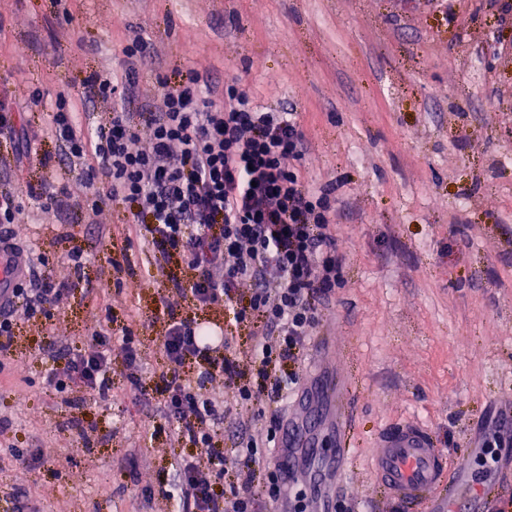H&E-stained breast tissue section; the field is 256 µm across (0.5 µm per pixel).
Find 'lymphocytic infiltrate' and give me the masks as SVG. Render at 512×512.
<instances>
[{
    "label": "lymphocytic infiltrate",
    "instance_id": "1",
    "mask_svg": "<svg viewBox=\"0 0 512 512\" xmlns=\"http://www.w3.org/2000/svg\"><path fill=\"white\" fill-rule=\"evenodd\" d=\"M212 92L199 72L189 71L183 82L165 89L139 127L126 110L136 94L133 77L95 75L85 97L111 101L110 120L79 134L73 108L63 99L50 122L69 167L79 171L75 187L92 210L116 200L128 203L126 234L163 259L177 257L186 265L190 277L174 281L175 291L190 290L202 306L231 304L239 321L262 324L241 364L224 357L232 338L210 348L200 324L166 311L163 416L178 441L196 449L177 463L183 512H255L262 498L288 512H308L305 499L287 493L276 471L258 480L266 456L254 438H242L230 459L216 442L233 408L263 395L282 401L298 384L297 372L276 366L301 359L346 257L332 231L327 193L309 190L291 166L306 149L295 113L262 110L243 88H228L220 104ZM0 248L25 268L23 285L0 305L4 356L13 345L14 315L50 314L65 303L69 289L12 235H0ZM87 343V349L65 355L63 369L50 371L48 383L106 395L112 339L96 332ZM198 358L206 359L207 368L195 385L183 373ZM250 370L252 382L245 379ZM229 467L234 475L226 488L220 480Z\"/></svg>",
    "mask_w": 512,
    "mask_h": 512
}]
</instances>
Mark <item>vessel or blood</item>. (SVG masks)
Masks as SVG:
<instances>
[{
  "instance_id": "obj_1",
  "label": "vessel or blood",
  "mask_w": 512,
  "mask_h": 512,
  "mask_svg": "<svg viewBox=\"0 0 512 512\" xmlns=\"http://www.w3.org/2000/svg\"><path fill=\"white\" fill-rule=\"evenodd\" d=\"M316 438L282 433L279 445L284 454L280 474L285 486H292L293 471L304 447L316 446ZM378 451L372 471L377 482L393 499L427 512L436 499H444L448 512H480L485 500L500 493L499 486L475 483L465 486V464L449 468L428 428L420 422L404 420L381 427L377 432Z\"/></svg>"
}]
</instances>
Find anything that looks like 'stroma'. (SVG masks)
<instances>
[{
	"label": "stroma",
	"mask_w": 512,
	"mask_h": 512,
	"mask_svg": "<svg viewBox=\"0 0 512 512\" xmlns=\"http://www.w3.org/2000/svg\"><path fill=\"white\" fill-rule=\"evenodd\" d=\"M506 0H0V92L15 96V133L0 131V192L22 210L11 230L72 288L54 317L16 315L14 344L0 358V504L24 491L38 512H171L168 488L179 456L158 411L160 392L140 401L121 374L108 399L66 388L49 394L44 376L55 349L77 350L93 331L121 356L129 316L149 370H161L160 338L170 299L184 318L234 339L230 360L249 355L260 323L236 321L232 306L202 308L190 292L170 294L184 264L158 268L153 252L122 232L128 206L100 211L79 194L42 208L41 187L74 184L76 174L46 121L58 96L74 111L107 121L109 102L84 103L94 74L121 71L122 49L140 40L131 119L158 106L189 70L209 72L218 90L233 84L267 110L290 109L306 135L295 161L313 190L332 187L343 281L322 306L306 351L303 380L333 375L335 400L321 417L344 413L353 454L333 486L328 512H411L375 480L369 460L385 424L428 425L450 464L467 461L480 482H499L489 512H512V9ZM91 253L81 270L73 251ZM131 268L114 281L110 258ZM29 391L26 401L18 391ZM268 399L223 424L232 453L239 421L265 443ZM501 435L500 464L477 455ZM40 449L28 472L11 447Z\"/></svg>",
	"instance_id": "35a3bbf8"
}]
</instances>
